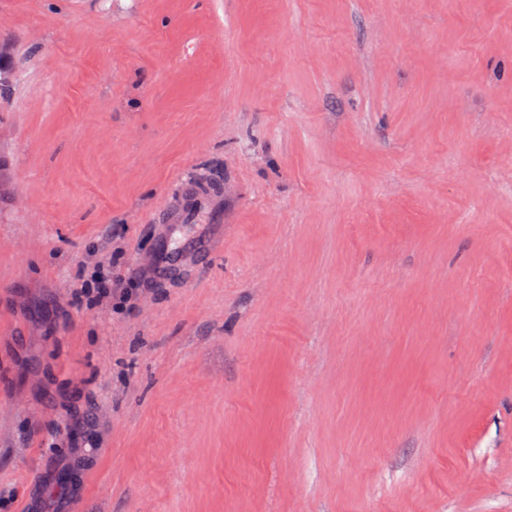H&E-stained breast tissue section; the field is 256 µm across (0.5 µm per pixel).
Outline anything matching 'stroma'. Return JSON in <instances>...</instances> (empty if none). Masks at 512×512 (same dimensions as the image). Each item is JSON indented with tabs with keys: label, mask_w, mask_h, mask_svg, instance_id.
<instances>
[{
	"label": "stroma",
	"mask_w": 512,
	"mask_h": 512,
	"mask_svg": "<svg viewBox=\"0 0 512 512\" xmlns=\"http://www.w3.org/2000/svg\"><path fill=\"white\" fill-rule=\"evenodd\" d=\"M0 63V512H512V0H0Z\"/></svg>",
	"instance_id": "35a3bbf8"
}]
</instances>
